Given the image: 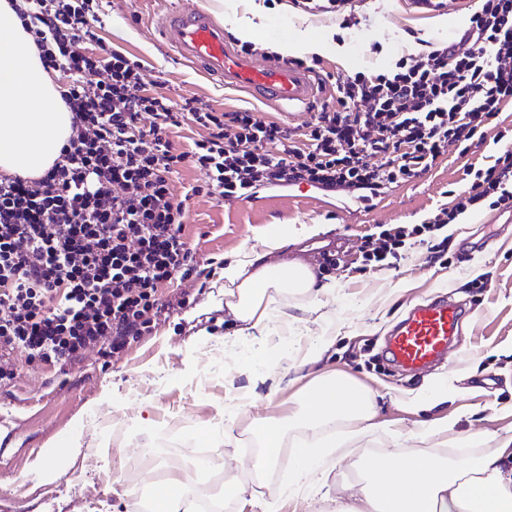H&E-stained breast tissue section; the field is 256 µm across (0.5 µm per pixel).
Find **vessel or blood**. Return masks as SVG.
<instances>
[{
	"label": "vessel or blood",
	"instance_id": "b4317fda",
	"mask_svg": "<svg viewBox=\"0 0 512 512\" xmlns=\"http://www.w3.org/2000/svg\"><path fill=\"white\" fill-rule=\"evenodd\" d=\"M156 28L177 60L221 87L246 91L281 109L307 108L321 92L317 78L291 61L259 63L229 41L222 22L203 9H165ZM468 313L448 300L416 305L397 322L389 353L405 372L416 373L443 360Z\"/></svg>",
	"mask_w": 512,
	"mask_h": 512
}]
</instances>
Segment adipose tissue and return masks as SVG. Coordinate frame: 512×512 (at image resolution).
<instances>
[{"mask_svg":"<svg viewBox=\"0 0 512 512\" xmlns=\"http://www.w3.org/2000/svg\"><path fill=\"white\" fill-rule=\"evenodd\" d=\"M72 122L56 73L44 68L8 0H0V171L40 178L68 140ZM295 234L288 224L262 227L261 250L225 265L224 318L235 325L233 339L277 335L281 326L319 310L328 326H335V315L324 311L336 296L334 284L320 282L310 265L281 257ZM375 418L370 390L342 373H321L293 406L254 421L263 448L250 466L272 469L287 458L291 478L284 492L289 499H298L304 487L319 494L329 484L332 461L343 458L339 443L323 438L286 455L282 447L288 430L350 419L360 425L346 437L355 443L377 432ZM415 438L421 448L360 456L357 479L337 485L335 512H512L511 431L457 435V442L480 450L465 460L442 454L452 440L447 427H421Z\"/></svg>","mask_w":512,"mask_h":512,"instance_id":"obj_1","label":"adipose tissue"}]
</instances>
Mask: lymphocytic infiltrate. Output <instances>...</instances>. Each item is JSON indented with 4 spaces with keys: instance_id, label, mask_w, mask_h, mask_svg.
Masks as SVG:
<instances>
[{
    "instance_id": "f902f5d3",
    "label": "lymphocytic infiltrate",
    "mask_w": 512,
    "mask_h": 512,
    "mask_svg": "<svg viewBox=\"0 0 512 512\" xmlns=\"http://www.w3.org/2000/svg\"><path fill=\"white\" fill-rule=\"evenodd\" d=\"M13 9L44 68L66 74L60 95L74 123L39 179L0 174V360L19 349L52 364L91 348L110 357L149 331L167 307L160 286L199 274L171 187L178 170L204 172L205 192L227 200L306 184L368 201L426 173L512 100V0H482L456 43L337 77L301 144L249 109L144 90L141 62L100 35L102 0H18ZM187 118L206 134L181 150L171 135ZM378 154L386 162L373 163ZM466 174L470 191L452 207L366 238V264L394 266L407 239L433 238L483 201L512 202L511 149Z\"/></svg>"
}]
</instances>
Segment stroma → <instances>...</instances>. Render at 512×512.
Segmentation results:
<instances>
[{
	"label": "stroma",
	"mask_w": 512,
	"mask_h": 512,
	"mask_svg": "<svg viewBox=\"0 0 512 512\" xmlns=\"http://www.w3.org/2000/svg\"><path fill=\"white\" fill-rule=\"evenodd\" d=\"M475 0H450L440 11L419 9L413 0H371L357 8L348 24L331 16L294 9L291 0H224V13L252 19L261 36L255 46L268 52L266 31L272 20L287 21L293 33L327 39L319 76L347 73L348 52L358 47L361 71L387 68L409 54L411 44L439 45L467 23ZM158 0H106L105 43L139 59L146 83L162 85L171 98L196 97L227 112L251 108L265 121L302 131L308 115L285 116L244 92L212 84L193 68L173 60L147 21ZM512 140V102L503 105L499 123L484 127L468 153L449 147L421 177L381 194L374 208L356 209L345 197L309 186L260 188L252 203L193 194L203 172L181 170L172 177L182 200L185 236L205 280L164 284L159 292L169 310L148 333L131 340L119 355L87 352L80 360L53 365L13 355L14 377L0 384V512H132L134 501H149L156 482L182 480L191 498L218 503L221 512H266L269 489L288 480L279 468L264 486L242 501L224 498L225 482L253 483L241 462L258 440L251 425L291 398L296 388L283 382L277 393L254 385L259 350L244 340L224 343V269L234 255L259 248L258 228L291 224L300 229L283 256L311 264L318 278L336 282L335 338L306 376L326 368L341 370L377 394L380 433L362 447L383 452L412 448L419 422L453 425L455 431L512 429V221L498 211H469V220L445 236L453 264L433 260L427 246L407 245L399 268L366 265L359 251L365 237L381 227H413L436 210L451 206L454 195L470 190L467 165H488L501 154L499 134ZM322 230L305 234V227ZM335 252L340 264L325 268ZM485 276L488 288L471 282ZM185 305H177L180 294ZM448 295L466 302L472 313L444 362L418 376L401 375L386 350L389 331L424 300ZM439 382L448 386L445 402L428 407L426 395ZM255 388L256 405L240 404L239 391ZM222 440L230 454L226 480H214L200 468L195 453L211 440ZM61 449L51 465L58 477L47 481L31 467L44 449Z\"/></svg>",
	"instance_id": "35a3bbf8"
}]
</instances>
